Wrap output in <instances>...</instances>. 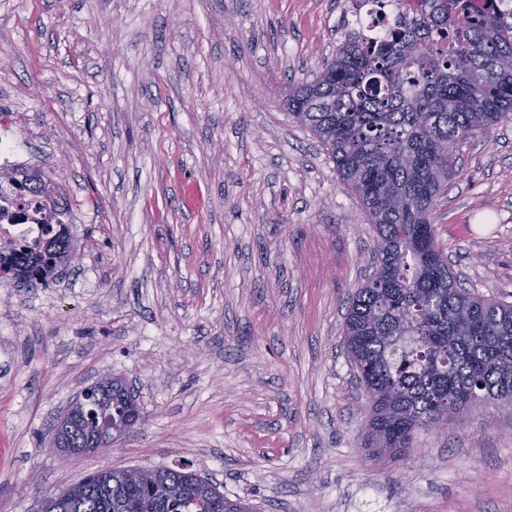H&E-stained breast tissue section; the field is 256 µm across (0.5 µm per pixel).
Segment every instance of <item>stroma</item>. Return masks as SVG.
Listing matches in <instances>:
<instances>
[{
    "instance_id": "35a3bbf8",
    "label": "stroma",
    "mask_w": 512,
    "mask_h": 512,
    "mask_svg": "<svg viewBox=\"0 0 512 512\" xmlns=\"http://www.w3.org/2000/svg\"><path fill=\"white\" fill-rule=\"evenodd\" d=\"M353 0H0V113L15 167L69 211L47 288L0 287V512L104 468L189 467L254 512H512V402L363 446L344 345L379 236L290 116ZM453 272L512 302V119L465 143L433 211ZM125 378L142 421L50 446L69 404Z\"/></svg>"
}]
</instances>
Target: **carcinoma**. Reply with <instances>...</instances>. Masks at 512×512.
<instances>
[{
	"instance_id": "carcinoma-1",
	"label": "carcinoma",
	"mask_w": 512,
	"mask_h": 512,
	"mask_svg": "<svg viewBox=\"0 0 512 512\" xmlns=\"http://www.w3.org/2000/svg\"><path fill=\"white\" fill-rule=\"evenodd\" d=\"M416 8L380 41L348 32L310 83L288 88V112L326 147L341 182L377 229L372 275L349 301L345 345L369 392L364 448L395 456L415 432L475 403L512 401V303L462 287L432 212L457 148L512 117L511 14L473 0H398ZM55 194L41 173L0 170V219L29 218ZM68 210L53 200L42 239L0 248V273L59 277L72 250ZM64 227L55 229L54 224ZM68 448L93 433L78 410L59 431ZM59 512H252L183 468L94 473L46 500Z\"/></svg>"
}]
</instances>
